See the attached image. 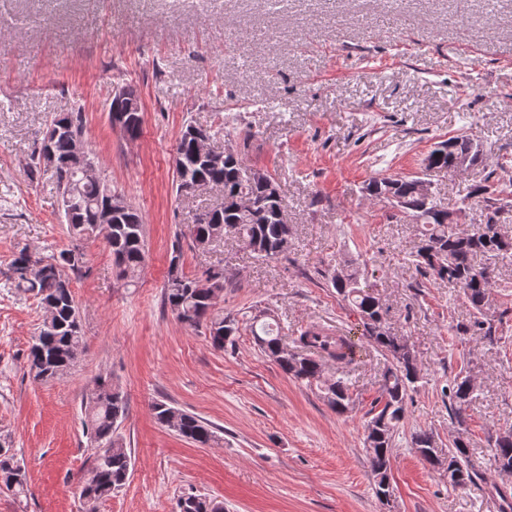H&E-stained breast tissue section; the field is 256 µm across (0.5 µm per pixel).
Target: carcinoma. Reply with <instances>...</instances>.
<instances>
[{"mask_svg":"<svg viewBox=\"0 0 512 512\" xmlns=\"http://www.w3.org/2000/svg\"><path fill=\"white\" fill-rule=\"evenodd\" d=\"M123 90V96L109 102L108 112L126 115L121 131L126 139L135 140L142 133V106L134 88L125 86ZM191 127L192 123H187L176 142V152L182 158V167L175 171L176 194L182 195L188 182L208 183L224 193L222 203L210 209L212 222L195 224L191 236L210 245L231 235L264 259L273 260L285 254L293 227L285 218L286 204L276 179L246 165L238 153L221 164L200 156L196 138L189 133ZM78 139L88 144L82 112L55 115L30 164L32 170L40 168L44 150L58 162L54 171L57 189L62 197L69 199L60 213L70 238L68 248L45 256H36L23 248L11 264L10 285L34 295L47 311L27 354L28 372L41 381L52 380L70 370L83 343L79 306L70 279L64 274L66 268L81 271L85 257L83 239L93 234L103 236L111 249L117 277L128 286L135 282L145 262V224L141 212L127 203L122 212L103 223L111 210V195L106 189L84 181L79 174L74 154ZM455 156L467 157L473 165L484 159L479 140L472 135H461L444 140L430 150L422 161L423 171H450ZM424 182L421 177H375L367 182L364 191L388 203L396 210L398 220L419 226V243L413 254L416 269L424 276L459 288L471 317L469 323L457 325L458 330L494 344L499 340L498 328L502 323V318L491 311L490 303L497 280L491 265L481 264L477 259L507 255L512 252V238L501 233V225L489 222L472 230L460 228L454 213L423 194ZM476 194L487 209L512 211V192L499 183L480 185ZM182 257V245L178 242L170 253L165 303L176 318L191 319L193 327L205 325L214 349L235 347L240 333L239 320L233 313L217 308L224 283L211 284L202 276L185 274ZM20 267L30 268L31 273L17 274ZM322 277L335 289L337 297L359 316L361 336L367 345L385 358L380 372V395L373 402L365 425V447L378 494L383 490L382 484L389 481L396 436L405 418L407 402L422 381L418 358L409 338L397 336L386 328L387 307L364 278L357 260H344L323 271ZM281 331L277 322L251 325L260 352L285 375L297 382L316 384L331 410L338 414L348 412L353 405L349 382L343 375H326L325 362L352 364L355 342L348 336H330L324 331L306 329L294 338V347L288 348L282 343ZM98 384L84 403V428L94 450L93 467L81 486L85 512H96L100 500L123 488L132 465L131 452L117 434L127 414L125 396L107 379L98 380ZM477 391L470 372L463 368L442 390L458 428L453 446L448 449V487L454 490L484 479L479 462L470 452L474 443L466 436L467 409L476 400ZM152 411L161 426L197 446H209L220 440L211 424L164 401L154 403ZM486 442L493 448V463L512 467L511 428L489 432ZM410 447L429 464L439 463L433 434L412 433ZM2 486L16 495L27 491L26 473L15 460L12 446L4 435H0ZM177 509L178 512H224V504L203 495L185 494L178 499Z\"/></svg>","mask_w":512,"mask_h":512,"instance_id":"carcinoma-1","label":"carcinoma"}]
</instances>
